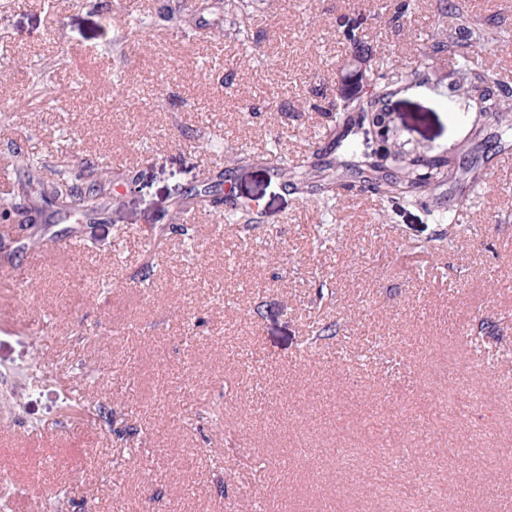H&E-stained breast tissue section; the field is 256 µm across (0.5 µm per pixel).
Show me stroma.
<instances>
[{
    "label": "stroma",
    "mask_w": 512,
    "mask_h": 512,
    "mask_svg": "<svg viewBox=\"0 0 512 512\" xmlns=\"http://www.w3.org/2000/svg\"><path fill=\"white\" fill-rule=\"evenodd\" d=\"M46 2L0 7V163L38 154L47 182L101 162L112 213L45 209L35 238L81 239L76 264L0 241L9 512H43L62 489L63 512H512V150L485 161L475 212L439 250L426 206L349 194L327 213L265 162L273 148L307 159L325 105L365 95L382 64L415 66L454 16L418 0L399 32L395 0H254L248 49L219 12L202 18L211 39L174 29L179 0ZM129 8L145 31L123 23ZM357 15L366 55L336 35ZM38 65L81 96L11 111ZM455 79L444 55L397 84L408 147L473 142L476 115L448 112ZM241 149L252 162L226 169ZM225 169L255 223L194 209L173 230L174 186ZM483 319L499 339H472ZM76 388L85 410L64 411Z\"/></svg>",
    "instance_id": "stroma-1"
}]
</instances>
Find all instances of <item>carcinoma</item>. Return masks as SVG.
Wrapping results in <instances>:
<instances>
[{"label": "carcinoma", "mask_w": 512, "mask_h": 512, "mask_svg": "<svg viewBox=\"0 0 512 512\" xmlns=\"http://www.w3.org/2000/svg\"><path fill=\"white\" fill-rule=\"evenodd\" d=\"M443 3L448 13L455 16L456 23L447 29L438 28L429 35L417 67L402 71L395 78L379 70L369 94L330 105L327 111L332 113L334 128L327 140L315 147L306 162L291 165L285 158L270 155L267 164L273 176L284 180V186L292 190L321 194L323 204L327 206L340 197V189L346 186L343 179L348 176L359 179L371 194L383 201L402 200L410 204L426 203L433 190L447 179L476 182L478 175L471 173L475 165L471 164L464 170L458 163L460 154L470 150L468 146L461 147L452 155L409 154L398 149L392 131L377 127L375 138L382 158L377 162L359 152L356 143L359 117L376 111L378 104L391 95L394 82L418 79L430 61L443 55L457 63V73L460 74L457 88L470 94L481 91L479 116L490 119L495 126V134L484 142V149L496 150L512 143V85L505 82L498 72L478 64V57L497 50L504 34L501 20L491 16L473 22L460 12L455 0H443ZM247 7V0H197L187 11H179L170 20L178 28L188 23L197 25L203 12L220 10L224 16L233 18L236 39L244 46L250 42ZM361 33L362 20L358 18H348L337 27L339 39L357 50L363 49ZM33 86L38 94L57 107L81 93L78 84L70 86L66 93H59L50 71L46 69L39 71ZM40 164L41 158L33 153L20 150L14 154L13 167L16 169L35 170ZM82 178L84 183L79 185V177L62 174L44 185L41 195L57 209L80 220L103 207V199L108 196L107 182L110 181L106 169L92 170ZM194 205L222 211L225 221L230 224L255 222L249 205L231 203L225 196H215L209 186L194 191L180 186L174 189L171 208L175 219H181ZM0 212L5 218L15 221L17 237H28L30 224L35 221L32 210L13 201H3Z\"/></svg>", "instance_id": "obj_1"}]
</instances>
